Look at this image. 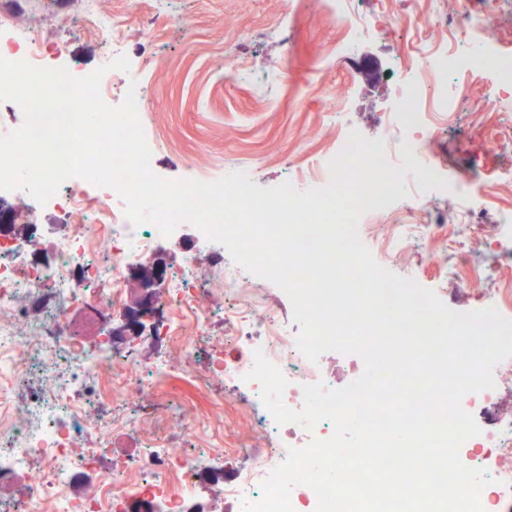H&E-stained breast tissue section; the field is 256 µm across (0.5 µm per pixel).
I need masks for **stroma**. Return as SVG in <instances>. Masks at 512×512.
<instances>
[{
	"mask_svg": "<svg viewBox=\"0 0 512 512\" xmlns=\"http://www.w3.org/2000/svg\"><path fill=\"white\" fill-rule=\"evenodd\" d=\"M69 0H37L33 13L17 15L19 24H34L49 44L60 46V61L84 77L105 66L110 50L92 33L62 32L57 19ZM376 35L364 42L355 60L320 69L339 32L317 0H146L118 48L142 73L146 87V124L160 138L153 160L157 175L187 179L192 169L220 175L250 164L255 182L272 187L291 181L296 164L318 157L336 139L326 119L336 102L328 88L353 86L348 105L350 124L369 139L387 138L391 71L407 43L416 37L410 20H429L435 11L460 16L490 14L498 47L512 53V0H359ZM239 59L251 80L227 73ZM488 80L462 82L454 123L430 144L432 155L449 162L450 174L491 172L499 178L490 206L472 222L469 248L476 261L492 263L486 242L496 232L498 213L512 210V143L500 139L512 126V114L487 109ZM448 256L429 243L407 245L396 274L417 273L428 289L458 312L476 309L491 296L488 281L468 288L440 278ZM179 402V419L165 415L168 401ZM140 416L147 432L169 438L173 453L188 442L187 423L205 420L219 425L228 446L245 443L254 421L242 397L223 379L194 386L171 376L140 392L128 408Z\"/></svg>",
	"mask_w": 512,
	"mask_h": 512,
	"instance_id": "obj_1",
	"label": "stroma"
}]
</instances>
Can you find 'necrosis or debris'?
<instances>
[{
    "label": "necrosis or debris",
    "mask_w": 512,
    "mask_h": 512,
    "mask_svg": "<svg viewBox=\"0 0 512 512\" xmlns=\"http://www.w3.org/2000/svg\"><path fill=\"white\" fill-rule=\"evenodd\" d=\"M19 2L0 0V57L47 66L44 40L35 30L16 24ZM353 2L321 0L345 48L374 30L367 18L353 11ZM78 18L108 42L121 40L130 20L124 11L101 14L98 0H78L76 14L60 16L61 30L69 31ZM461 23L484 38L468 57L455 48L458 30L438 14L430 21L437 39L429 48L408 50L404 64L391 75L397 112L406 125L396 139L408 142L414 158L437 180L443 169L428 145L435 132L453 122L456 101L440 103L432 77L489 73L495 79L496 103L512 101V57L486 47L492 38L490 16L469 14ZM405 188L406 198L360 218L379 264L391 267L404 245L419 238L434 241L447 252L448 279L457 287L485 277V267L473 264L466 240L469 214L488 205L495 194L492 180L471 174L451 183L448 196L457 209L453 220L444 214H421L414 173H407ZM47 209L60 222L48 255L39 256L26 239L41 235V216ZM124 209L114 189L71 178L26 214V238L0 231V490L10 492L9 512H138L143 506L149 512H211L215 499L227 500L237 510L242 500L260 498L262 482L291 449L333 433L328 421L311 429L277 424L265 408L260 383L248 377L256 354L281 369L288 381L283 401L290 408L302 407L304 385L320 382L335 389L339 382L323 363L310 362L298 349V324L255 296V289L266 287L267 279L235 264L223 244L204 247L205 236L199 231L165 270L168 293L159 304L166 316L155 332L165 342L181 346L183 377L201 382L221 376L242 393L257 428L244 451L249 463L230 472L216 467V460L224 456V435L209 427L187 426L188 435L205 441L207 449L186 457L171 453L161 437L144 433L134 418L114 423L113 406L129 402L135 392L170 374L167 363L138 362L132 346L117 348L110 336L90 343L75 328L76 323L88 325L102 315L125 316L128 272L164 241L154 224L133 226ZM211 279L223 287L227 336L224 348L202 361L198 342L209 334L212 312L201 284ZM107 368L112 381L106 385L100 376ZM35 370L49 376L53 388L47 394L26 393L28 418L20 422L13 417L12 406ZM501 394L497 386L461 400L480 433L461 446L459 455L465 465L487 472L489 483L480 493L484 512H498L502 500L512 495V471L501 464L512 453V421L495 419L490 412ZM96 401L102 412L92 421L86 407ZM116 429L139 444L136 453L117 461L110 448Z\"/></svg>",
    "instance_id": "obj_1"
}]
</instances>
